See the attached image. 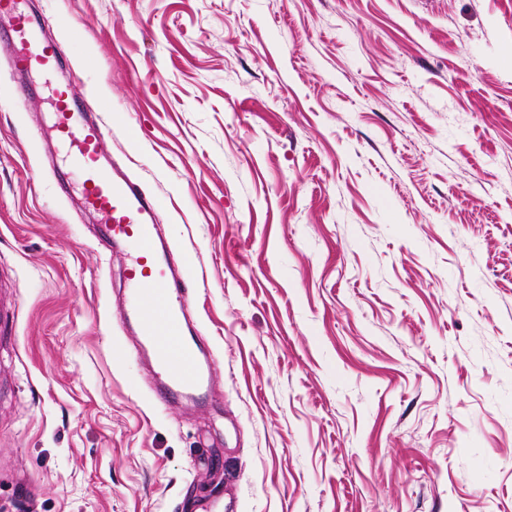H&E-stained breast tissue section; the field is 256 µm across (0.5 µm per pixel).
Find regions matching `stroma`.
I'll use <instances>...</instances> for the list:
<instances>
[{
    "instance_id": "1",
    "label": "stroma",
    "mask_w": 512,
    "mask_h": 512,
    "mask_svg": "<svg viewBox=\"0 0 512 512\" xmlns=\"http://www.w3.org/2000/svg\"><path fill=\"white\" fill-rule=\"evenodd\" d=\"M0 64V512H512V0H27ZM162 203L201 399H156L55 86ZM0 47L6 48L12 71L22 76L48 75L61 64L60 44L41 36L23 0H0Z\"/></svg>"
}]
</instances>
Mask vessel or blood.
Segmentation results:
<instances>
[{"label": "vessel or blood", "mask_w": 512, "mask_h": 512, "mask_svg": "<svg viewBox=\"0 0 512 512\" xmlns=\"http://www.w3.org/2000/svg\"><path fill=\"white\" fill-rule=\"evenodd\" d=\"M0 47L6 48L10 67L20 76L17 86L24 93L30 90L29 75L51 74L61 64L59 43L42 37L24 0H0ZM52 109L49 133L65 151L67 170L82 176L84 207L99 216L106 243L127 247L124 319L137 324L140 342L151 350L163 392L202 397L209 372L198 360L196 342L184 336L185 275L174 271L158 251L159 198L104 161L100 146L106 126L91 119L67 90H54Z\"/></svg>", "instance_id": "1"}]
</instances>
